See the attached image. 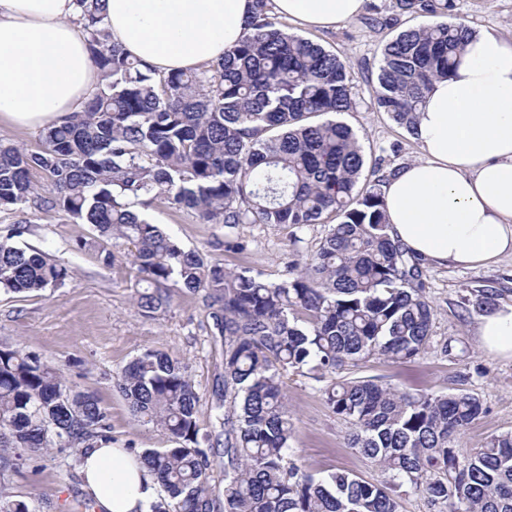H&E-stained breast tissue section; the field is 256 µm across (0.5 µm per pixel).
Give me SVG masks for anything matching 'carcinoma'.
<instances>
[{
	"instance_id": "cac0c4a2",
	"label": "carcinoma",
	"mask_w": 512,
	"mask_h": 512,
	"mask_svg": "<svg viewBox=\"0 0 512 512\" xmlns=\"http://www.w3.org/2000/svg\"><path fill=\"white\" fill-rule=\"evenodd\" d=\"M105 0H80L83 31L101 74L84 108L47 127L34 151L0 143V212L62 211L109 243L132 246L144 313L169 305L162 289L205 292L224 338L223 498L201 448L200 397L184 361L146 349L117 375L132 414L167 431L173 446L140 453L163 495L151 512H399L408 493L435 512H512V431L464 449L461 438L483 413L468 393L400 391L356 377L324 388L348 425L350 447L379 465L372 483L336 472L309 473L291 448L294 419L282 377L308 370L321 379L374 355L408 362L430 346L436 310L422 259L391 239L383 186L401 166L365 167L356 133L335 116L353 110L347 64L323 46L283 30L272 0H255L244 37L224 57L188 72L159 73L112 41ZM399 14L448 16L454 0H394ZM472 28L436 22L400 32L385 45L375 89L378 107L414 133L432 82L446 78ZM39 170L50 189L30 180ZM164 198L208 224H334L309 261L272 282L182 249L136 210ZM29 227L0 235V292L59 288L71 270L16 245ZM504 289L471 288L476 311ZM112 442L107 413L40 355L0 343V468L26 453L63 452ZM0 512H30L0 490Z\"/></svg>"
}]
</instances>
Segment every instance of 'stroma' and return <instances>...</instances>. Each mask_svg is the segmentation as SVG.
I'll return each instance as SVG.
<instances>
[{"label":"stroma","mask_w":512,"mask_h":512,"mask_svg":"<svg viewBox=\"0 0 512 512\" xmlns=\"http://www.w3.org/2000/svg\"><path fill=\"white\" fill-rule=\"evenodd\" d=\"M453 20L476 28L493 29L512 38V0H456ZM423 16H400L397 27L370 28L361 20L330 28H309L288 20L279 25L308 38L348 60L353 111L341 119L359 136L367 162L385 156L388 163L407 164L422 152L408 131L395 124L376 103L375 87L383 44L397 30L422 26ZM146 217L170 233L182 248L264 278L285 277L289 262L305 261L318 247L326 225L299 228L290 224H242L225 234L223 225L202 223L197 213L156 200ZM30 220V231L19 246L33 247L69 267L73 275L64 286L24 298L0 294V342L39 354L59 365L66 379L80 390L94 393L108 414L112 441L138 451L169 447L161 427L138 421L113 379L143 350L152 348L182 358L200 395L199 421L217 444L209 449L213 483L224 486L222 429L214 408L224 380V342L213 327L204 293L170 289L167 310L146 316L134 299L135 268L128 245L114 246L115 261L104 265L92 247L90 225L77 224L60 211L30 215L29 211L0 213V228ZM87 248L77 249V240ZM242 242L243 251L226 250V240ZM428 295L438 310L433 345L410 363L371 357L366 363L338 369L335 380L372 377L410 392H467L478 397L484 412L462 438L470 448L490 436L512 431V358L484 352L475 336L478 312L461 307L468 289L478 286L512 291V257L489 267L460 268L428 265ZM324 382L312 375L284 379L288 405L295 418L293 446L305 468L318 477L335 472L379 482L384 473L347 441L348 428L325 402ZM77 450H49L28 457L23 464L0 472V485L25 500L31 512H97L81 486Z\"/></svg>","instance_id":"stroma-1"}]
</instances>
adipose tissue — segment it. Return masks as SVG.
<instances>
[{
	"label": "adipose tissue",
	"instance_id": "adipose-tissue-1",
	"mask_svg": "<svg viewBox=\"0 0 512 512\" xmlns=\"http://www.w3.org/2000/svg\"><path fill=\"white\" fill-rule=\"evenodd\" d=\"M281 17L327 28L364 0H273ZM254 0H105L114 41L162 73L218 60L243 36ZM77 0H0V122L25 129L80 111L100 73L78 23ZM423 153L383 188L389 234L425 262L487 267L512 256V39L479 29L448 78L420 106ZM475 334L512 358V305L483 314ZM83 488L99 512H150L156 477L136 453L83 449Z\"/></svg>",
	"mask_w": 512,
	"mask_h": 512
}]
</instances>
